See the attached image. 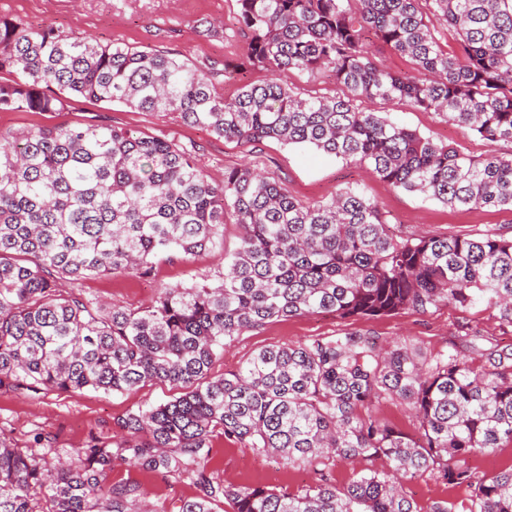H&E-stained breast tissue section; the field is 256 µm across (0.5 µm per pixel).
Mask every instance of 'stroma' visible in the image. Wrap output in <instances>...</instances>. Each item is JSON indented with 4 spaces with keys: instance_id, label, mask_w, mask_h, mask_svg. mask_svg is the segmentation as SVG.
<instances>
[{
    "instance_id": "1",
    "label": "stroma",
    "mask_w": 512,
    "mask_h": 512,
    "mask_svg": "<svg viewBox=\"0 0 512 512\" xmlns=\"http://www.w3.org/2000/svg\"><path fill=\"white\" fill-rule=\"evenodd\" d=\"M237 0H0V16L32 26L52 27L76 37L103 44H118L141 50L169 51L191 66L216 67L212 83L224 99H233L246 84L279 80L301 97L340 94L341 88L325 74L275 72L263 68L239 69L247 40L237 24ZM364 112H377L394 123L418 131L434 141L452 145L461 152L481 157L511 154L512 144L489 142L448 123L436 113L404 102L387 103L377 98L360 99ZM94 119L129 130L166 138L183 147L196 148L199 166L214 182H222L226 168L251 166L274 176L296 199L315 205L342 189L362 191L377 203L390 231L396 235H478L497 232L512 237V211L496 208L458 210L438 201L411 194L371 176L365 166L342 161L311 148L288 146L274 139L255 145L225 140L200 127H189L174 117L141 112L122 104H95L82 98L67 100L59 112H0V134L33 126L79 124ZM241 228L224 226V248L186 260L156 259L152 275L141 278L117 274L78 281H63L61 289L81 294L107 305L139 308L166 288L184 284L213 283L224 267L225 254L240 244ZM346 332L377 336L381 343L406 342L425 356L459 352L473 370L486 368L479 354L463 344L465 335L478 334L484 347H512V326L503 323L496 310L479 304L463 310L448 305L419 314L402 310L374 319H339L313 314L271 322L258 330L236 336L213 367L214 374L234 371L260 349L294 346L316 338ZM172 387L150 385L129 393H0V435L25 447L34 434L49 436L55 448L81 447L90 437H118L116 420L127 411L171 399ZM209 468L221 481L234 485L262 486L295 492L314 484L320 471H329L336 485H344L359 466L332 458L313 465L288 466L278 455L258 453L240 444L215 438ZM113 480L141 483L152 512H170L178 500L195 496L190 481L148 474L133 467L115 471ZM406 495L420 508L432 501L464 502L462 488H444L423 476L402 482Z\"/></svg>"
}]
</instances>
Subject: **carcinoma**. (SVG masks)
Listing matches in <instances>:
<instances>
[{
    "mask_svg": "<svg viewBox=\"0 0 512 512\" xmlns=\"http://www.w3.org/2000/svg\"><path fill=\"white\" fill-rule=\"evenodd\" d=\"M248 38L242 67L324 72L344 88L302 98L276 80L230 101L204 71L164 51L102 45L0 17V111L59 112L78 97L173 115L226 140L276 139L355 160L380 180L467 210L512 211V154L474 158L356 102L378 97L433 111L489 142L512 143V0H237ZM457 36L451 53L437 27ZM427 75L393 71L378 47ZM217 282L175 286L149 305L105 307L64 294L60 279L132 273L159 256L224 248ZM486 302L512 325V238L389 232L356 189L306 205L251 167L212 183L186 148L92 123L0 136V392L124 393L164 384L172 399L117 420L69 459L37 433L0 440V512H151L122 465L188 480L177 512H421L399 478L428 475L470 498L463 512H512V465L486 474L468 459L512 447V352L476 372L452 353L421 359L366 333L267 347L215 375L224 346L281 319L374 318ZM398 398L418 423L405 434L371 407ZM290 464L327 456L382 459L342 488L328 475L294 493L226 484L207 469L213 438Z\"/></svg>",
    "mask_w": 512,
    "mask_h": 512,
    "instance_id": "cac0c4a2",
    "label": "carcinoma"
}]
</instances>
